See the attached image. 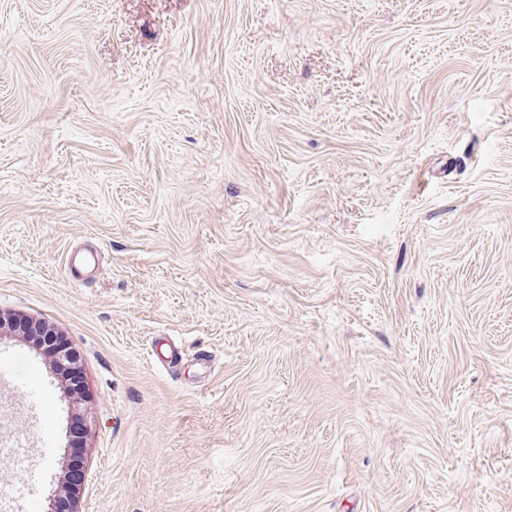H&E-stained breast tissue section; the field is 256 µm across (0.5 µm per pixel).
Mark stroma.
<instances>
[{
	"label": "stroma",
	"instance_id": "stroma-1",
	"mask_svg": "<svg viewBox=\"0 0 512 512\" xmlns=\"http://www.w3.org/2000/svg\"><path fill=\"white\" fill-rule=\"evenodd\" d=\"M0 313L39 502L512 512V0H0ZM15 358H5L3 355L0 357V379L9 381L13 386L23 387L26 391H29L30 396L38 402L44 398V394L41 389L32 383L30 379L22 378L14 368Z\"/></svg>",
	"mask_w": 512,
	"mask_h": 512
}]
</instances>
